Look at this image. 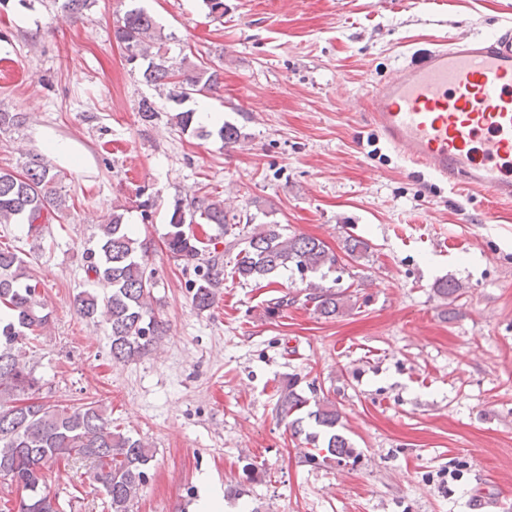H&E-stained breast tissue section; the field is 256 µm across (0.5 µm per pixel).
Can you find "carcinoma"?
<instances>
[{"mask_svg":"<svg viewBox=\"0 0 512 512\" xmlns=\"http://www.w3.org/2000/svg\"><path fill=\"white\" fill-rule=\"evenodd\" d=\"M114 38L133 61L148 62L142 72L144 80L165 91L177 105L171 124L183 132H198L193 125L195 111L184 110L182 105L215 89L221 80L219 70L202 59L193 62L187 55L178 60L167 57V37L154 17L140 8L127 10L117 21ZM201 135L217 136L226 148L235 147L243 137L240 128L228 122L203 130ZM67 207L58 173L44 155L28 156L19 173L0 169V224H25L28 233L37 237L51 216ZM167 218L166 247L172 257L194 265L193 304L206 310L215 303L224 265L219 255L208 251L192 224L199 218L224 233L236 216L229 215L222 200L177 198ZM370 249L361 236L345 239L344 252L352 260L367 256ZM243 251L234 273L244 281L288 269L303 279L312 278L303 304L313 306L320 316L333 318L356 305L347 290L321 283L326 272L337 271L339 257L317 238L286 237L273 222L252 233ZM149 252L150 244L135 236L125 213L114 210L100 225L95 248L86 253L87 274L97 288L78 293L74 305L81 317L106 323L112 358L118 362L140 356L166 336V322L153 307L156 282L147 274ZM38 286L24 258L0 248V479L11 481L20 491L17 512H61L47 491V475L61 463L87 459L107 498V512H134L155 461V449L112 428L106 408L98 401L63 405L39 397L40 379L23 351V345L38 339L52 323ZM297 301L296 295H284L269 303L265 313L275 318ZM297 383L291 378L280 386L276 401L279 414L293 417V435H304L313 449L325 452V461L353 457L349 441L336 433V404L318 399L314 409L304 411L309 399L297 391ZM308 419L318 430L306 431Z\"/></svg>","mask_w":512,"mask_h":512,"instance_id":"carcinoma-1","label":"carcinoma"}]
</instances>
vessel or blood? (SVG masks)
Listing matches in <instances>:
<instances>
[{"label":"vessel or blood","instance_id":"obj_1","mask_svg":"<svg viewBox=\"0 0 512 512\" xmlns=\"http://www.w3.org/2000/svg\"><path fill=\"white\" fill-rule=\"evenodd\" d=\"M371 126L412 171L512 204V28L466 34L369 91Z\"/></svg>","mask_w":512,"mask_h":512}]
</instances>
